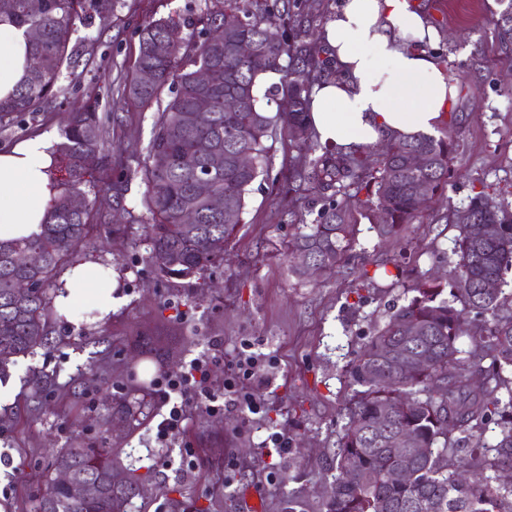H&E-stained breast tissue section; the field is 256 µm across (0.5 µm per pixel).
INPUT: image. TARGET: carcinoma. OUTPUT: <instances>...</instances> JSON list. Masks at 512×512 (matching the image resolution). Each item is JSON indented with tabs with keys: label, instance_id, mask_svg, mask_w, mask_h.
<instances>
[{
	"label": "carcinoma",
	"instance_id": "1",
	"mask_svg": "<svg viewBox=\"0 0 512 512\" xmlns=\"http://www.w3.org/2000/svg\"><path fill=\"white\" fill-rule=\"evenodd\" d=\"M117 4L0 0V17L42 33L32 43L33 62L22 85L13 98L0 101L1 127L58 97L63 67L75 66L79 56L71 45L74 26L104 25ZM498 5L502 9L493 14L494 27L503 59L511 63L512 0H498ZM226 11L241 14L244 23L224 29V45L215 48L207 35L224 24ZM138 30V57L123 97L150 107L169 91L142 166L149 259L167 278L201 275L224 261V243L242 223L251 187L268 173L265 141L271 128L280 119L297 147L307 146L313 86L336 79L337 71L314 31L303 24L299 0H224L222 9L207 5L178 20L145 21ZM158 42L170 47L164 57L155 51ZM242 42L254 46L251 55L236 52ZM203 66L213 69L205 85L197 79ZM268 71H284L286 79L261 92L258 78ZM144 72L154 74L151 83L142 81ZM228 95L239 101L232 112L224 109ZM203 96L210 110L190 119ZM111 123V113L98 112L96 103L63 113L50 170L59 192L49 204L47 221L34 238L0 241V380L16 358L48 343L50 289L60 269L80 243L112 223L110 214L71 206L72 197L91 184L121 195L123 175L112 176ZM459 129L458 115L451 112L438 137L384 135L382 155L369 145L345 149L314 143L319 154L293 169L288 192L305 191L320 207L313 222L290 241L289 252L302 249L323 271H333L349 262L355 213L383 210L385 220L375 224L381 239L397 238L422 222L427 204L451 176ZM242 152L253 156L254 168L237 167L235 157ZM94 153L101 163L90 171L83 160ZM413 153L427 155L428 165L408 166ZM201 177L224 196L232 222L196 194ZM186 211L193 213L194 223H181ZM449 221L460 229L456 259L448 267L450 289L419 274L407 288V303L389 312L345 366L350 395L336 420L325 512H512V483L498 481L501 470H512V292L504 290V274L512 269V207L494 201L482 185L472 190L465 207L451 211ZM482 224L497 225L496 234L480 236ZM29 251L42 255L41 264L16 266L14 256ZM19 277L32 282L25 298L14 293ZM467 314L482 327L467 330ZM464 337L467 350L460 347ZM476 374L484 377L477 392L470 385ZM147 396L122 397L112 416L135 420ZM491 423L499 429L493 444L485 440ZM442 455L454 457L456 468L478 478L457 481L440 465ZM51 467L68 469L75 479L98 484L99 491L78 501L68 486L50 479L36 512H130L140 497L135 485L141 477L122 465L114 448H67Z\"/></svg>",
	"mask_w": 512,
	"mask_h": 512
}]
</instances>
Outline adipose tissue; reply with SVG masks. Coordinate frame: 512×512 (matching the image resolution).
<instances>
[{"label":"adipose tissue","mask_w":512,"mask_h":512,"mask_svg":"<svg viewBox=\"0 0 512 512\" xmlns=\"http://www.w3.org/2000/svg\"><path fill=\"white\" fill-rule=\"evenodd\" d=\"M341 76L316 85L309 122L321 144H373L382 133L434 132L455 102L456 87L431 48L437 35L418 0H341L320 33ZM31 64L24 28L0 19V99L13 95ZM55 146L37 134L0 150V241L39 234L56 189L48 177ZM118 272L84 260L59 279L54 297L64 315L83 303L108 317Z\"/></svg>","instance_id":"obj_1"}]
</instances>
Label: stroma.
Listing matches in <instances>:
<instances>
[{"mask_svg":"<svg viewBox=\"0 0 512 512\" xmlns=\"http://www.w3.org/2000/svg\"><path fill=\"white\" fill-rule=\"evenodd\" d=\"M204 0H121L105 29L77 27L84 45L78 66L65 73L60 103L0 129V147L45 133L60 137V111L97 100L114 110L109 128L112 165L130 178L122 200L86 187L100 211L114 215L110 230L81 245L76 259L112 264L121 302L102 320L53 314L52 343L18 358L0 384V512H33L52 454L83 446L118 448L124 464L144 466L150 478L139 512H237L249 490L264 512H323L336 442V416L347 395L343 376L389 303L404 304L415 273L445 279L453 261L456 228L449 207L467 203L484 184L496 200L512 204V64L500 57L491 21L496 0H432L430 24L452 74H465L454 110L464 121L454 141L455 173L424 222L401 239L378 240L374 215L360 217L353 256L368 264L396 261L399 285L365 281L349 269L314 277L293 273L286 245L294 231L288 211L295 198L288 175L298 151L282 125L267 140L269 175L256 180L243 221L224 246V263L203 276L164 279L148 261L146 189L139 169L153 135L156 108L121 96L138 52L136 26L175 18ZM258 357L266 385L257 412L232 401L225 389L241 380L240 354ZM210 360L208 394L223 413L192 404L182 428L158 437L168 410L152 403L130 427L113 430L105 419L121 396L152 387L195 358ZM41 376L42 388L31 379ZM283 435L276 448L268 437Z\"/></svg>","mask_w":512,"mask_h":512,"instance_id":"obj_1","label":"stroma"}]
</instances>
